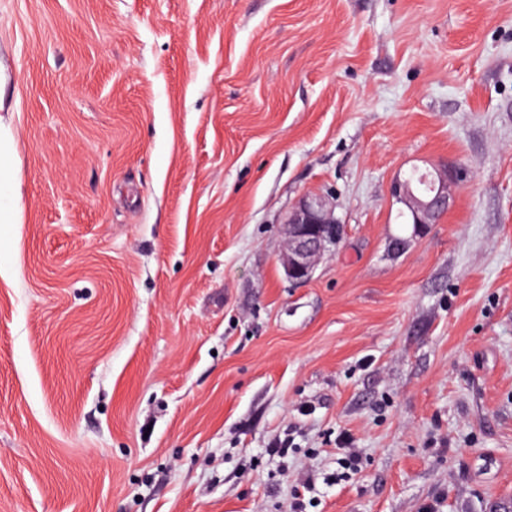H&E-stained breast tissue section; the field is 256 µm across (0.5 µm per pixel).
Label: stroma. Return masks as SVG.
<instances>
[{
  "label": "stroma",
  "instance_id": "35a3bbf8",
  "mask_svg": "<svg viewBox=\"0 0 512 512\" xmlns=\"http://www.w3.org/2000/svg\"><path fill=\"white\" fill-rule=\"evenodd\" d=\"M0 149V512H512V0H0ZM431 183L429 194L422 193L405 179L396 181L393 196L397 202L407 207L412 216L415 232H420L423 224H432L435 219L448 209L449 188L453 181H459V174L448 173L439 169L427 171ZM284 223L288 243L281 261L285 276L292 282H304L310 278L314 263L327 247L341 241L344 226L337 220L333 206L323 197H303Z\"/></svg>",
  "mask_w": 512,
  "mask_h": 512
}]
</instances>
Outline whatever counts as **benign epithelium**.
Instances as JSON below:
<instances>
[{
	"label": "benign epithelium",
	"mask_w": 512,
	"mask_h": 512,
	"mask_svg": "<svg viewBox=\"0 0 512 512\" xmlns=\"http://www.w3.org/2000/svg\"><path fill=\"white\" fill-rule=\"evenodd\" d=\"M431 191L425 194L408 180H398L393 187L396 201L407 207L415 233L424 224H432L448 209L450 184L459 174L439 169L427 172ZM338 220L333 206L323 197H304L288 213L285 220L287 249L282 256L285 276L292 282H304L312 274L314 263L336 243Z\"/></svg>",
	"instance_id": "obj_1"
}]
</instances>
